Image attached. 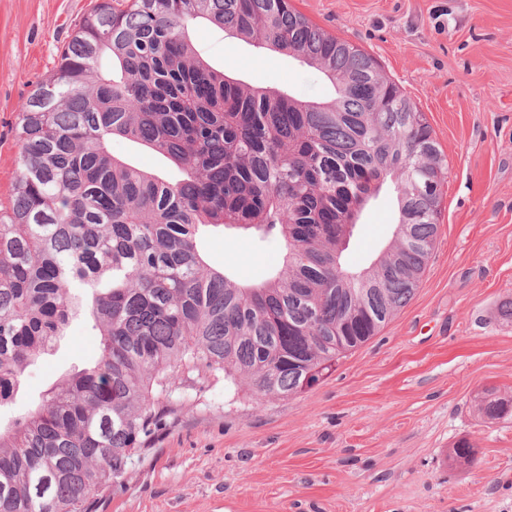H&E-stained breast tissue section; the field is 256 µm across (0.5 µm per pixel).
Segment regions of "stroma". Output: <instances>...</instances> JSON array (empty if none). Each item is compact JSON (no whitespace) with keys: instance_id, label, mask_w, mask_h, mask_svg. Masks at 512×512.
I'll return each mask as SVG.
<instances>
[{"instance_id":"1","label":"stroma","mask_w":512,"mask_h":512,"mask_svg":"<svg viewBox=\"0 0 512 512\" xmlns=\"http://www.w3.org/2000/svg\"><path fill=\"white\" fill-rule=\"evenodd\" d=\"M95 0H0V204H8L20 104L48 78ZM314 24L378 60L424 112L449 177L435 250L413 298L304 393L256 400L214 381L134 458L96 512H512V420L476 404L512 392V0H291ZM212 64L306 100L330 87L284 55L207 30ZM390 193L356 225L344 262L370 263L393 239ZM211 266L242 282L277 266L281 242L215 231ZM81 324L31 366L19 412L96 352ZM470 439L478 463L450 466ZM478 414L486 423H498L512 419V395L497 389H486L477 404Z\"/></svg>"}]
</instances>
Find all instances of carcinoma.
<instances>
[{
  "mask_svg": "<svg viewBox=\"0 0 512 512\" xmlns=\"http://www.w3.org/2000/svg\"><path fill=\"white\" fill-rule=\"evenodd\" d=\"M202 26L302 60L335 96L225 74L195 45ZM115 139L177 176L115 155ZM16 141L0 211V409L73 321L98 348L0 424V512H93L184 383L222 377L271 399L318 384L415 294L448 178L425 114L378 61L290 0H101L23 102ZM387 184L395 237L353 272L342 253ZM209 227L278 240L282 263L243 284L206 263ZM477 410L510 420L512 395L487 389ZM452 460L476 465L475 444L459 440Z\"/></svg>",
  "mask_w": 512,
  "mask_h": 512,
  "instance_id": "obj_1",
  "label": "carcinoma"
}]
</instances>
